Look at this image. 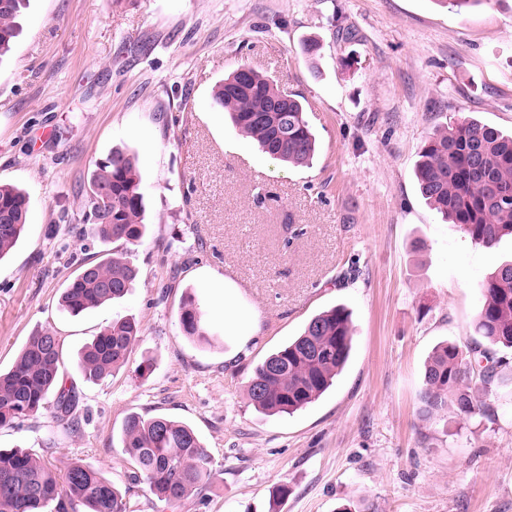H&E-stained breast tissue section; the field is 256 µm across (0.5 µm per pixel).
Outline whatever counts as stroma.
I'll return each mask as SVG.
<instances>
[{
	"label": "stroma",
	"mask_w": 512,
	"mask_h": 512,
	"mask_svg": "<svg viewBox=\"0 0 512 512\" xmlns=\"http://www.w3.org/2000/svg\"><path fill=\"white\" fill-rule=\"evenodd\" d=\"M20 22L0 58V183L28 193L29 219L0 260V371L53 329L80 402L77 431L49 404L0 427V448L61 469L96 459L127 512H512V397L492 390L466 421L421 402L433 351L475 339L478 285L512 259V238L476 243L415 176L450 120L512 134V0L464 14L437 0H26ZM309 38L319 55L302 53ZM243 63L302 98L320 145L310 166L263 153L216 107ZM118 148L142 178L139 274L74 317L60 294L102 250L76 217ZM213 276L257 325L225 324ZM190 292L209 342L180 330ZM335 305L353 325L342 374L293 415L256 411L255 367ZM129 317L141 337L125 364L84 381L80 349ZM132 413L195 431L213 461L201 493L169 504L129 488Z\"/></svg>",
	"instance_id": "35a3bbf8"
}]
</instances>
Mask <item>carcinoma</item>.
<instances>
[{"instance_id":"carcinoma-1","label":"carcinoma","mask_w":512,"mask_h":512,"mask_svg":"<svg viewBox=\"0 0 512 512\" xmlns=\"http://www.w3.org/2000/svg\"><path fill=\"white\" fill-rule=\"evenodd\" d=\"M24 0H0V56L19 32ZM214 103L233 126L272 158L309 164L317 139L302 102L248 65L224 79ZM415 175L422 197L472 240L492 248L512 237V135L474 120H456L425 141ZM28 194L0 184V259L27 224ZM82 223L94 226L103 244L137 246L145 231L141 175L133 155L113 151L92 171ZM137 276L115 252L83 265L62 291L59 304L76 316L125 296ZM474 330L481 340L438 346L425 365L421 400L432 413L448 406L460 419L487 411L483 396L498 380L503 359L492 346L512 349V262L480 284ZM179 324L185 336L210 341L195 296H185ZM139 338L132 318L112 323L84 346L78 367L97 382L122 367ZM352 349L350 315L333 307L314 316L303 332L256 366L247 388L253 407L267 415H291L318 400L345 368ZM60 341L49 329L34 332L11 369L0 373V426L19 425L53 400L57 420L75 422L80 397L60 383ZM122 448L132 467L130 486L167 502L201 492L212 461L194 431L166 416L127 417ZM126 512L125 495L93 461L70 463L64 473L21 449H0V512Z\"/></svg>"}]
</instances>
